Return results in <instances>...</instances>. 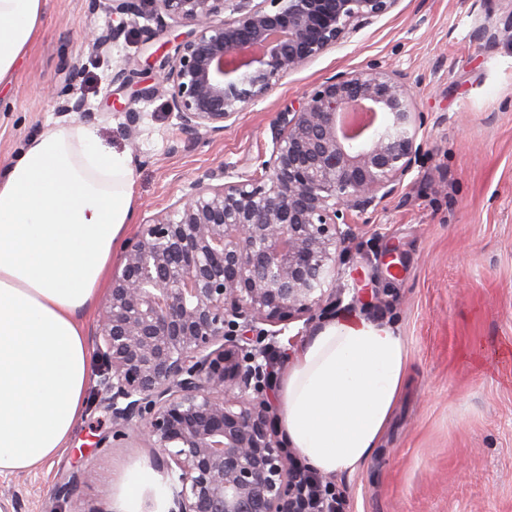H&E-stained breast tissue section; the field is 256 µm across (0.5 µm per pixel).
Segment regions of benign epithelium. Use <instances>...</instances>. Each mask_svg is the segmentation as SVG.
Wrapping results in <instances>:
<instances>
[{
	"instance_id": "benign-epithelium-1",
	"label": "benign epithelium",
	"mask_w": 512,
	"mask_h": 512,
	"mask_svg": "<svg viewBox=\"0 0 512 512\" xmlns=\"http://www.w3.org/2000/svg\"><path fill=\"white\" fill-rule=\"evenodd\" d=\"M399 0H109L118 26L89 33L100 53L150 16L193 25L160 85L181 129L222 133L285 76ZM59 111H92L67 98ZM424 124L402 77L368 68L332 77L279 113L252 173L196 178L128 238L95 330L98 446L136 431L169 477L168 512H305L303 470L277 430L269 348L296 320L336 303L344 245L403 185ZM72 473L57 495L72 498Z\"/></svg>"
}]
</instances>
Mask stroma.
Instances as JSON below:
<instances>
[{
    "instance_id": "35a3bbf8",
    "label": "stroma",
    "mask_w": 512,
    "mask_h": 512,
    "mask_svg": "<svg viewBox=\"0 0 512 512\" xmlns=\"http://www.w3.org/2000/svg\"><path fill=\"white\" fill-rule=\"evenodd\" d=\"M489 20L492 40L478 34ZM111 22L89 0H45L37 38L0 88V165L44 127L78 121L54 101L75 93L95 112L103 144L130 158L134 233L206 171H254L279 112L328 78L373 65L406 75L424 147L397 193L361 216L366 231L345 247L334 314L394 327L407 379L379 448L330 481L349 512H512V0H399L288 74L231 128L200 138L180 129L157 89L160 49L189 24L152 40L129 29L109 53H93L84 32ZM122 69L155 88L152 99H132ZM129 110L140 114L133 140ZM110 429L108 414L87 404L49 464L0 475V512H120L124 477L153 469L156 451L141 435L97 447ZM74 471L80 490L59 503L58 485Z\"/></svg>"
}]
</instances>
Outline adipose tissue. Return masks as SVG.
Segmentation results:
<instances>
[{
	"mask_svg": "<svg viewBox=\"0 0 512 512\" xmlns=\"http://www.w3.org/2000/svg\"><path fill=\"white\" fill-rule=\"evenodd\" d=\"M43 0H0V86L39 32ZM126 153L77 123L44 128L0 168V474L52 460L84 414L93 362L83 315L133 216ZM407 374L391 326L348 315L286 366L280 430L313 471L351 473L381 442Z\"/></svg>",
	"mask_w": 512,
	"mask_h": 512,
	"instance_id": "ef3b65f1",
	"label": "adipose tissue"
}]
</instances>
